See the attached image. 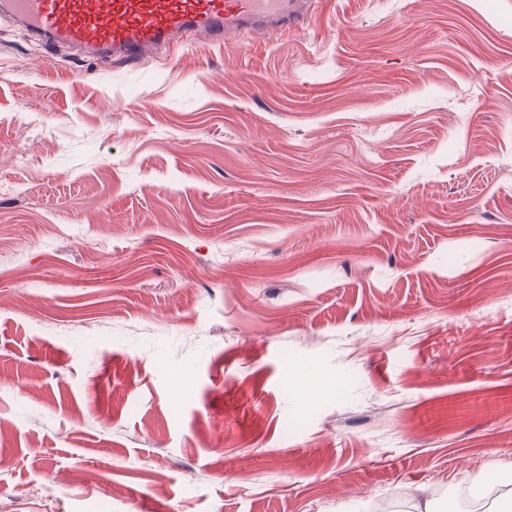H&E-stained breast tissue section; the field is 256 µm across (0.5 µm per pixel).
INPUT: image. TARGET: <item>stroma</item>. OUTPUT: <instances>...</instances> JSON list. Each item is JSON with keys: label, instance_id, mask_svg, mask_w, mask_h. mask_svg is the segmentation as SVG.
Wrapping results in <instances>:
<instances>
[{"label": "stroma", "instance_id": "1", "mask_svg": "<svg viewBox=\"0 0 512 512\" xmlns=\"http://www.w3.org/2000/svg\"><path fill=\"white\" fill-rule=\"evenodd\" d=\"M0 512H435L512 473V0H319L133 63L0 19Z\"/></svg>", "mask_w": 512, "mask_h": 512}]
</instances>
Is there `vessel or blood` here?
Here are the masks:
<instances>
[{
  "instance_id": "b4317fda",
  "label": "vessel or blood",
  "mask_w": 512,
  "mask_h": 512,
  "mask_svg": "<svg viewBox=\"0 0 512 512\" xmlns=\"http://www.w3.org/2000/svg\"><path fill=\"white\" fill-rule=\"evenodd\" d=\"M313 0H0L34 40L90 57L138 61L178 40L223 43L256 30H305Z\"/></svg>"
}]
</instances>
